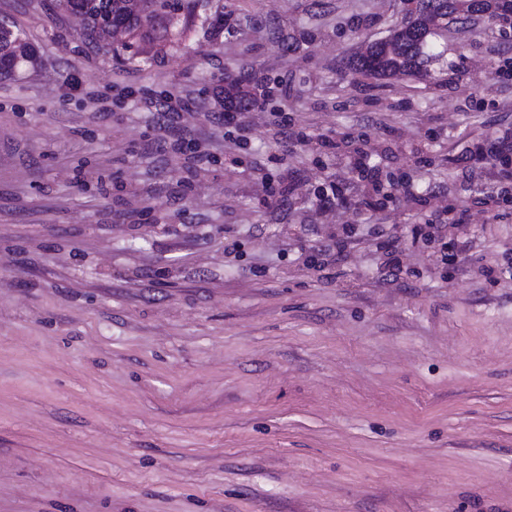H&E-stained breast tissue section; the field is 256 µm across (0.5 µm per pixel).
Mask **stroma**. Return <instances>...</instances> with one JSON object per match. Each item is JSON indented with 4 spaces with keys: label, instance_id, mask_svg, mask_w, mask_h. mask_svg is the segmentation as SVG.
<instances>
[{
    "label": "stroma",
    "instance_id": "1",
    "mask_svg": "<svg viewBox=\"0 0 512 512\" xmlns=\"http://www.w3.org/2000/svg\"><path fill=\"white\" fill-rule=\"evenodd\" d=\"M53 3L0 0V512H512V43L377 81L401 0H203L149 61ZM34 50L24 31L14 23H0V75L10 74L23 62L34 60ZM234 105L239 112H219L215 114L214 119L218 122H224V126H239L240 119L244 117L246 112L254 109L259 104L257 94L246 90L239 79L225 77L224 80V104Z\"/></svg>",
    "mask_w": 512,
    "mask_h": 512
}]
</instances>
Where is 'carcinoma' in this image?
<instances>
[{
	"mask_svg": "<svg viewBox=\"0 0 512 512\" xmlns=\"http://www.w3.org/2000/svg\"><path fill=\"white\" fill-rule=\"evenodd\" d=\"M200 0H57L65 14L83 17L85 37L96 51L118 54L150 46L166 53L191 33ZM404 14L391 23L388 35L364 41L347 60V69L378 80L421 73L428 50L452 28L488 21L501 26L512 18V0H402ZM124 23L125 39L116 45L104 37L112 21ZM34 50L24 31L0 23V73L10 74L23 62L34 60ZM224 102L241 112L259 104V98L240 80L225 77Z\"/></svg>",
	"mask_w": 512,
	"mask_h": 512,
	"instance_id": "carcinoma-1",
	"label": "carcinoma"
}]
</instances>
